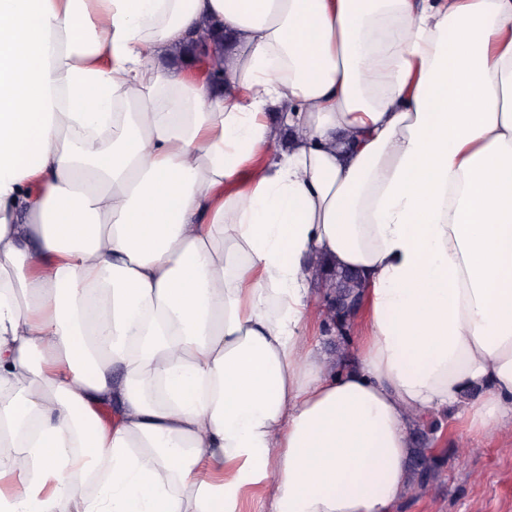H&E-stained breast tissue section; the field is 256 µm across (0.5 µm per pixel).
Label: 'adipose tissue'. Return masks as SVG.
<instances>
[{
    "label": "adipose tissue",
    "mask_w": 512,
    "mask_h": 512,
    "mask_svg": "<svg viewBox=\"0 0 512 512\" xmlns=\"http://www.w3.org/2000/svg\"><path fill=\"white\" fill-rule=\"evenodd\" d=\"M448 411L512 432V0H0V512H398ZM347 272H337L332 275H330V278H328V294H333L336 296V299L342 300V307H343V313H333L334 317H336V320L339 321H347L348 318H350L352 315L350 313V310L347 308V304L355 299L361 298V291L360 288H362V283L360 276L357 274L356 277L353 278H347L345 275ZM320 319L312 323L309 327L308 333L313 337V340L317 342L318 348L321 353L330 357H339L337 347L343 352L344 356L350 357L353 346L356 342V336L361 333V325L359 320H354L347 333V340L340 339V336L332 334L327 328V313L326 308L323 304L319 305Z\"/></svg>",
    "instance_id": "1"
}]
</instances>
